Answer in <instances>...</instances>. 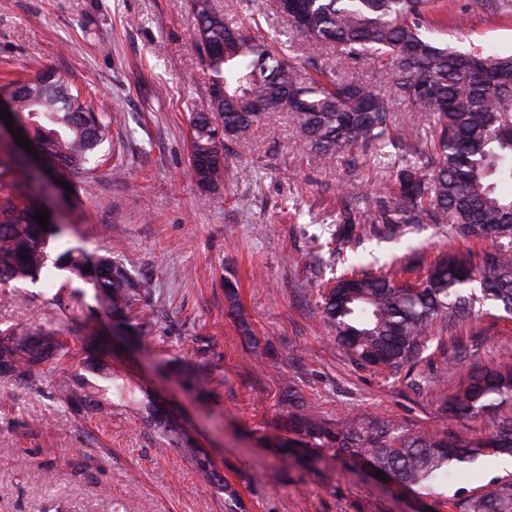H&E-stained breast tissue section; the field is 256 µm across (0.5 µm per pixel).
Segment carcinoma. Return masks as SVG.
<instances>
[{
    "instance_id": "obj_1",
    "label": "carcinoma",
    "mask_w": 512,
    "mask_h": 512,
    "mask_svg": "<svg viewBox=\"0 0 512 512\" xmlns=\"http://www.w3.org/2000/svg\"><path fill=\"white\" fill-rule=\"evenodd\" d=\"M437 0H273L276 13L309 45L342 48L354 61H371L389 74V90L356 78L326 81L315 62L298 63L267 43L258 24L228 23L212 0H189L194 36L207 54L213 92L207 108L191 113L190 164L207 188L224 179V139H250L262 118L287 112L304 145L316 154L346 151L394 159L387 190L372 197L351 183L341 189L331 240L342 254L365 238L393 239L412 224H433L450 239L494 248L478 261L448 254L424 265L419 282L398 279L402 266L381 275L346 269L322 293L321 313L336 339L356 360L395 369L428 347L433 326H449L475 305L494 302L512 312V55L462 51L429 38L425 30ZM479 10L512 13V0H473ZM416 118H430L433 133L419 143L394 119V102ZM0 103L13 124L37 145L42 166L27 182L17 156L0 157V285L37 280L46 267L48 236L33 197L45 179L71 182L107 140L111 119L92 90L84 93L61 76L39 74L0 84ZM62 268L92 285L98 304L139 337L148 320L139 304L150 295L107 256L91 260L80 249L63 254ZM90 271H85V267ZM74 358L69 346L38 328L0 327V377L34 380ZM106 365L89 353L56 378L53 397L80 412L112 406ZM512 402V370L475 369L449 403L453 416L490 415ZM285 428L304 449L334 448L363 459L400 485L430 491L452 466L472 464L488 449L512 456V419L497 423L489 440L449 437L437 430L389 439L364 428L314 415L293 388L285 396ZM164 445L180 449L204 480L220 481L210 458L193 447L157 406L144 407ZM460 512H512V482L505 481L458 504Z\"/></svg>"
}]
</instances>
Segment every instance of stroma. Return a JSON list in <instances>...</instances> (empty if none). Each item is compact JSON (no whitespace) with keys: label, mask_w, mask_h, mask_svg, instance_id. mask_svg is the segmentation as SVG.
<instances>
[{"label":"stroma","mask_w":512,"mask_h":512,"mask_svg":"<svg viewBox=\"0 0 512 512\" xmlns=\"http://www.w3.org/2000/svg\"><path fill=\"white\" fill-rule=\"evenodd\" d=\"M447 0L431 34L462 50L512 54V17ZM238 22L259 18L287 54L315 59L328 76L388 90L387 71L333 48H314L269 0H213ZM187 0H0V78L52 71L90 87L112 119L99 163L74 179L75 194L47 200L63 227L51 258L78 247L109 255L150 281L147 334L136 349L112 338V318L91 286L48 267L36 282L0 288V324L38 325L101 360L130 397L104 416H80L38 384L0 381V512H227L225 494L202 481L179 449L160 450L145 405L162 406L213 460L246 512H459L458 502L512 479L486 457L434 491L400 488L361 461L320 449L310 469L278 453L282 400L295 387L325 419L383 427L389 436L437 428L489 438L497 417L455 418L448 403L477 366L512 368V314L475 307L436 333L412 364L379 370L337 343L320 313L336 200L344 181L376 191L387 159L304 148L289 114L271 113L250 141H226L227 172L215 189L191 175L190 112L209 101L211 74L192 36ZM468 244L423 224L397 241L367 240L355 252L371 271L413 253L466 254ZM237 287L230 304L225 282ZM182 360L212 376L205 391L161 375Z\"/></svg>","instance_id":"1"}]
</instances>
